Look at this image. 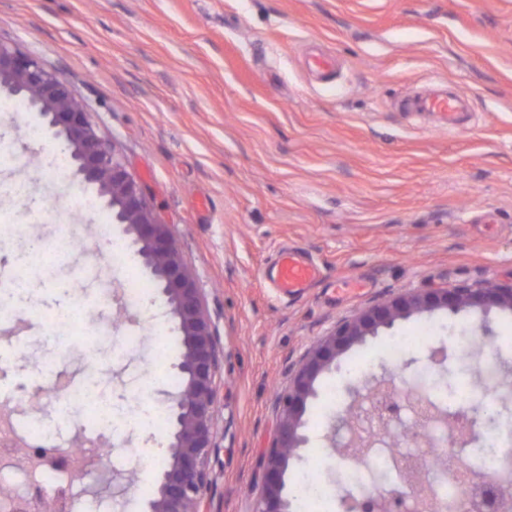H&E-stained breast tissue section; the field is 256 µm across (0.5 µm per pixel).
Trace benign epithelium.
<instances>
[{
    "label": "benign epithelium",
    "mask_w": 512,
    "mask_h": 512,
    "mask_svg": "<svg viewBox=\"0 0 512 512\" xmlns=\"http://www.w3.org/2000/svg\"><path fill=\"white\" fill-rule=\"evenodd\" d=\"M18 97L28 108L39 112L47 133L58 139L69 153L72 176L94 186L97 198L112 213V223L122 227L130 246L160 286L170 309L173 328L181 352L174 365L181 389L168 401L173 431L165 444L166 465L157 479L155 495L146 512H211L207 491L211 482V459L221 448L215 441L214 407L218 400L216 376L220 367L218 335L203 309L198 290L185 271L174 244L173 234L160 223L145 199L142 187L131 177L123 157L100 137L88 118L84 105L77 101L63 77L46 70L37 59L0 41V91ZM479 308L483 319L482 336L491 337L489 315L494 311L512 312V285L487 283L477 288L468 285L434 288L400 295L372 305L335 326L318 340L306 356L290 369L288 388L276 397L278 426L270 445L263 451L259 473L253 486L252 512H290L287 490L288 468L306 443L302 433L303 415L310 399L316 396V381L336 366L338 358L355 345L390 329L413 316L444 311L450 316ZM398 394L392 380H381L375 388L355 392L354 405L338 425L349 433L343 448L357 452L346 457L355 460L367 455L372 440L355 432V411L370 404L382 416L388 401ZM421 420L436 419L448 428V443L463 447L474 436L475 426H464L448 418L446 411L428 403L422 394L412 398ZM64 454L58 448H26L24 462L46 461ZM425 462L399 456L396 467L401 482L367 493L346 492L341 498L346 512H399L408 499H415L421 512H444L445 506L427 494ZM108 473L102 461L84 471L79 479L90 478L86 490L94 492ZM454 479L473 485H492V496L484 507L496 510L512 487L496 484V479L476 471L450 473Z\"/></svg>",
    "instance_id": "1"
}]
</instances>
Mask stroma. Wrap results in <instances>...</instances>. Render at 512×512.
<instances>
[{"label":"stroma","mask_w":512,"mask_h":512,"mask_svg":"<svg viewBox=\"0 0 512 512\" xmlns=\"http://www.w3.org/2000/svg\"><path fill=\"white\" fill-rule=\"evenodd\" d=\"M0 41L61 74L97 133L142 183L217 328V444L211 512H251V487L273 436L275 397L288 367L356 311L390 296L491 280L512 283V0H0ZM336 61L329 80L311 52ZM430 81L467 96L455 130L407 113L400 100ZM0 266L51 248L59 227L80 239L70 259L34 273L28 296L0 287V416L39 415L52 445L90 439L99 404L119 416L112 436L118 512H143L167 434L140 421L175 393L180 344L157 291L127 310L136 343L95 339L120 315L128 285L151 282L135 253L109 267L122 239L109 213L83 208L92 189L69 170L45 174L62 145L38 113L0 93ZM54 202L45 210L44 202ZM309 256L319 277L299 296L272 281L284 248ZM74 308L79 331L50 334L31 317ZM437 311L353 346L320 375L304 415L308 442L289 468L320 461L335 494L354 469L330 441L364 379L400 387L450 386L480 398L496 386L499 431L512 434V312L491 315L493 337L466 353ZM419 336L401 359L351 367L362 349ZM447 358L436 364L432 350ZM91 391L69 411L39 406L40 369ZM337 399H330V389Z\"/></svg>","instance_id":"obj_1"}]
</instances>
